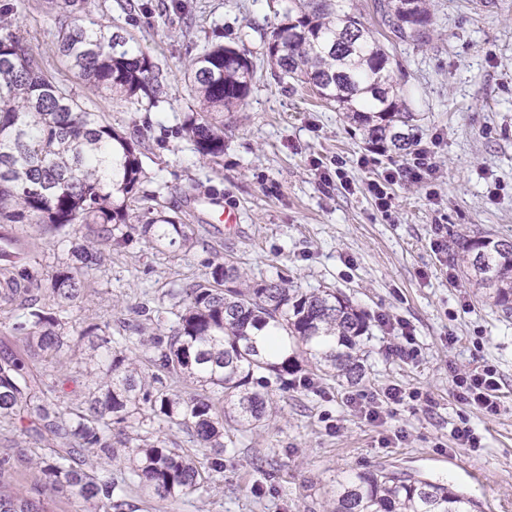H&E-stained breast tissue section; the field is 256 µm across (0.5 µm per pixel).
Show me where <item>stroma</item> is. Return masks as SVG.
<instances>
[{
    "label": "stroma",
    "instance_id": "obj_1",
    "mask_svg": "<svg viewBox=\"0 0 512 512\" xmlns=\"http://www.w3.org/2000/svg\"><path fill=\"white\" fill-rule=\"evenodd\" d=\"M276 3L85 0L97 21L132 33L160 69L161 102L137 112L101 96L53 52L52 0H0L63 87L139 137L144 176L133 211L160 196L193 232V248L176 255L135 233L120 246L97 242L102 263L76 313L111 321L121 336L135 306H169V288L230 260L257 280L340 291L371 320L362 381L270 383L275 420L225 433L224 470L207 493L185 502L129 499L136 512H324L337 480L385 467L450 484L482 512H512V317L433 247L441 229L512 236V0H430L435 24L426 41L389 43L399 64L393 78L437 175L428 186L398 179L387 213L367 184L400 157L369 151L308 85L275 79L266 47L279 22ZM212 44L247 49L254 65L247 99L224 115V153L213 160L200 158L183 130L198 108L184 68ZM227 207L240 216L231 233L219 219ZM382 314L395 328L379 324ZM396 344L414 357L393 355ZM482 365L500 378L501 410L491 417L453 394V373ZM393 385L408 400L384 402ZM357 400L381 402V421L367 420ZM464 421L480 447L455 445L453 431ZM39 445L34 433L0 423L11 488L51 512H79L76 497L52 492L31 462Z\"/></svg>",
    "mask_w": 512,
    "mask_h": 512
}]
</instances>
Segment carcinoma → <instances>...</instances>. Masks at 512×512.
<instances>
[{"mask_svg": "<svg viewBox=\"0 0 512 512\" xmlns=\"http://www.w3.org/2000/svg\"><path fill=\"white\" fill-rule=\"evenodd\" d=\"M78 0L58 4L56 53L80 78L107 97L135 109L153 108L163 89L149 54L130 34L88 15ZM282 20L267 42L279 77L318 90L382 155L410 153L419 139L416 114L391 75L393 55L345 0H281ZM381 24L397 39L421 43L434 25L426 0H375ZM199 103L183 130L203 158L224 154V113L242 104L251 88L246 49L211 45L188 65ZM143 160L134 141L84 108L53 81L33 54L17 21L0 16V306H20L13 337L47 362L35 374L21 354L0 357V421L31 425L57 447L34 453L46 483L76 496L84 512H131L127 493L180 500L207 491L224 470V426L253 429L272 419L275 407L254 376L268 372L286 386L300 370L359 383L369 322L346 296L301 288L287 279L254 280L230 262L166 295L169 309L141 305L135 314L156 326L174 316L168 332L135 336L113 347L110 323L82 318L69 308L100 264L98 252L71 240L67 259L49 284L14 251L17 224H42L62 244L77 224H98L107 240L127 232L129 203L139 190ZM137 231L156 249L185 252L189 225L149 206ZM450 258L486 290L503 314H512V238L476 232L453 239ZM87 353L83 396L60 395L54 369L72 347ZM193 380L191 392L176 384ZM176 428L196 448H169L148 428ZM104 461L87 470L80 453ZM0 512H49L40 500L6 489L0 479ZM327 512H479V504L453 486L385 469L357 472L336 484Z\"/></svg>", "mask_w": 512, "mask_h": 512, "instance_id": "obj_1", "label": "carcinoma"}]
</instances>
